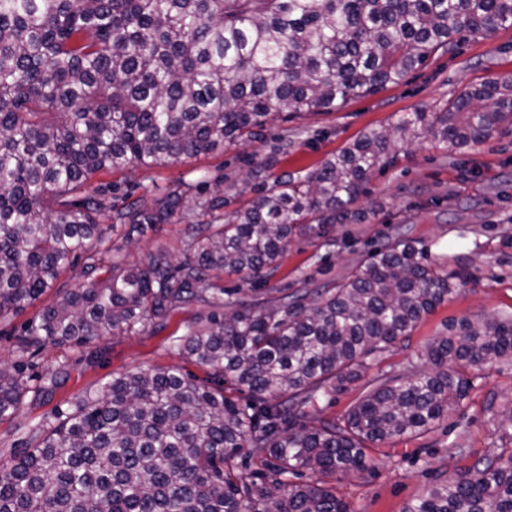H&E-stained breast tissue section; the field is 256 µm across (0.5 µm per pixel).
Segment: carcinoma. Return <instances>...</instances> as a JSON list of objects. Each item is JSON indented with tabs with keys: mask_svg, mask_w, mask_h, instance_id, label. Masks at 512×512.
I'll list each match as a JSON object with an SVG mask.
<instances>
[{
	"mask_svg": "<svg viewBox=\"0 0 512 512\" xmlns=\"http://www.w3.org/2000/svg\"><path fill=\"white\" fill-rule=\"evenodd\" d=\"M507 23L512 0H0V321L79 264L101 276L57 289L15 335L18 361L0 368V420L28 392L40 400L56 388L54 374H25L35 350L158 331L193 302L216 308L180 344L207 379L145 369L86 392L0 463V512H349L321 477L366 470L370 444L431 432L466 398L467 372L512 359V324L469 325L429 343L425 369L369 381L343 421L308 425V408L361 379L448 298V275L404 242L340 282L272 301L216 283L224 271L266 277L300 226L348 220L396 143L424 136L457 150L511 127V78L370 128L230 211L223 190L191 184L120 208L112 186L89 188L100 172L251 141L286 110L376 94ZM178 212L177 264L161 248L131 264L98 257L100 217L131 238ZM226 384L242 397L224 394ZM253 458L262 469L249 470ZM306 471L312 480L291 481ZM404 512H512V452L436 484Z\"/></svg>",
	"mask_w": 512,
	"mask_h": 512,
	"instance_id": "carcinoma-1",
	"label": "carcinoma"
}]
</instances>
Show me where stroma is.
Returning a JSON list of instances; mask_svg holds the SVG:
<instances>
[{
    "label": "stroma",
    "instance_id": "1",
    "mask_svg": "<svg viewBox=\"0 0 512 512\" xmlns=\"http://www.w3.org/2000/svg\"><path fill=\"white\" fill-rule=\"evenodd\" d=\"M495 77L512 78V26L467 39L456 54L432 57L404 82L342 108L289 113L270 121L262 135L245 145L224 143L213 151L165 166H134L96 175L92 186L112 185V202L123 206L125 194L150 203L155 186L184 183L222 184L226 195L241 188L246 173L262 182L284 172L312 170L353 142L364 130L393 123L398 116L433 110L465 87ZM393 162L374 171L366 192L350 206L346 224H306L296 230L279 268L257 284L221 275L227 288H240L244 300L278 297L280 289L315 288L340 281L382 244L410 242L423 259L448 274L447 301L424 316L411 336L381 354L367 371L405 376L423 368L422 352L433 339L458 333L461 322L480 326L512 323V127L494 132L480 145L461 151L426 137L398 144ZM185 221L174 216L156 234L126 243L120 232L105 234L104 244L120 247L125 262L164 248L171 262L181 256ZM79 270L64 272L56 288L9 321L0 322V364L16 359L13 337L36 320L55 299L57 288L87 286ZM211 312L193 303L176 310L157 333L108 336L80 346L49 345L31 359L32 371L57 373L59 385L49 400L25 396L15 416L0 421V460L25 450L32 428L87 389L112 376L149 368L177 366L198 372L177 346L188 324ZM462 405L447 421L420 437H395L369 449L370 467L362 472L325 476L327 486L344 498L350 512H403L408 502L434 483L472 468L479 460L512 448V426L502 424L490 401L512 399V360H492L473 371Z\"/></svg>",
    "mask_w": 512,
    "mask_h": 512
}]
</instances>
